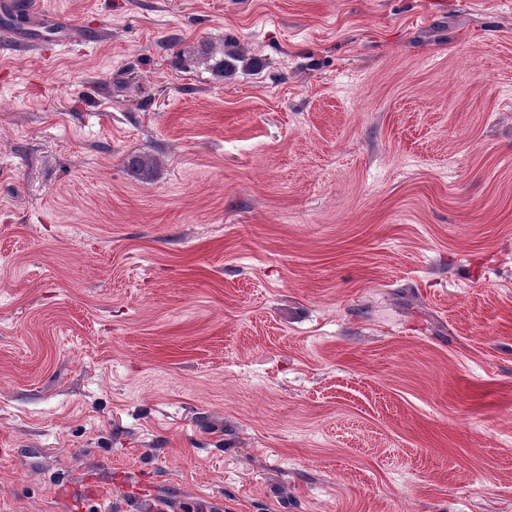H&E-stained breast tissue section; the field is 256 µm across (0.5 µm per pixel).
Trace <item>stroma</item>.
Returning <instances> with one entry per match:
<instances>
[{
	"label": "stroma",
	"mask_w": 512,
	"mask_h": 512,
	"mask_svg": "<svg viewBox=\"0 0 512 512\" xmlns=\"http://www.w3.org/2000/svg\"><path fill=\"white\" fill-rule=\"evenodd\" d=\"M45 9L0 7V512H512V0Z\"/></svg>",
	"instance_id": "35a3bbf8"
}]
</instances>
